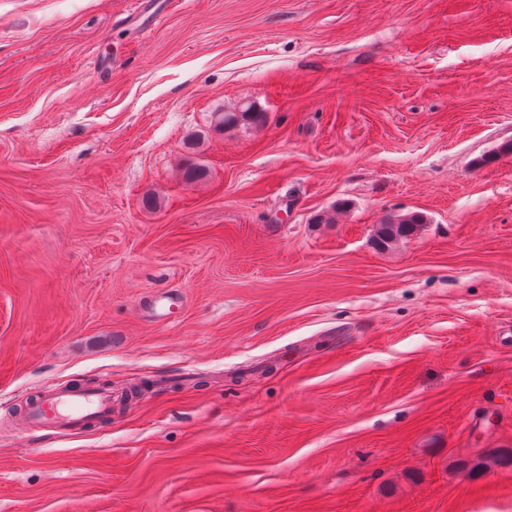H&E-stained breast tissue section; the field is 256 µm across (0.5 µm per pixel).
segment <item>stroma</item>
<instances>
[{
  "label": "stroma",
  "mask_w": 512,
  "mask_h": 512,
  "mask_svg": "<svg viewBox=\"0 0 512 512\" xmlns=\"http://www.w3.org/2000/svg\"><path fill=\"white\" fill-rule=\"evenodd\" d=\"M509 141L512 0H0V512H512ZM265 112H261L254 102H246L230 111L217 114V125L223 129L241 125L259 126L265 121ZM426 222V217L418 212L386 218L377 225L375 242L381 249L391 248L415 234ZM180 303V297L173 290H166L153 294L144 307L149 316L155 321L164 322L173 314ZM112 413V391L100 388L49 391L26 405L20 429L24 432H73L94 418Z\"/></svg>",
  "instance_id": "1"
}]
</instances>
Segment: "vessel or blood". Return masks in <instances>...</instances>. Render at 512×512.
I'll return each mask as SVG.
<instances>
[{"label": "vessel or blood", "mask_w": 512, "mask_h": 512, "mask_svg": "<svg viewBox=\"0 0 512 512\" xmlns=\"http://www.w3.org/2000/svg\"><path fill=\"white\" fill-rule=\"evenodd\" d=\"M181 302L173 291L155 293L145 308L155 321H166ZM112 412V393L100 388L49 391L26 405L20 428L25 432H73L88 420L108 417Z\"/></svg>", "instance_id": "b4317fda"}]
</instances>
